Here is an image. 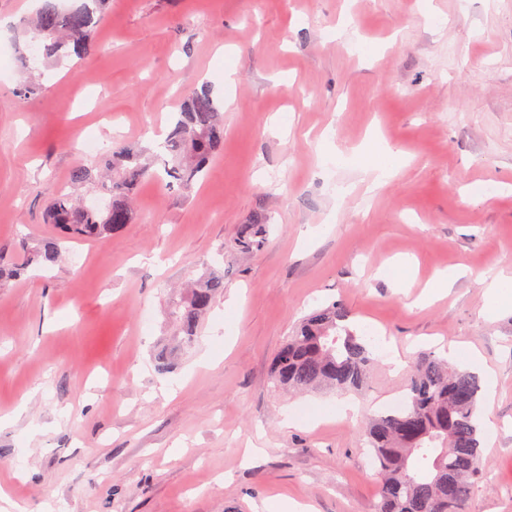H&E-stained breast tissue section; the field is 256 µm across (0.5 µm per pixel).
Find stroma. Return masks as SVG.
Wrapping results in <instances>:
<instances>
[{"mask_svg": "<svg viewBox=\"0 0 512 512\" xmlns=\"http://www.w3.org/2000/svg\"><path fill=\"white\" fill-rule=\"evenodd\" d=\"M38 4L0 0V263L26 267L0 284V489L25 512H373L358 418L336 407L402 393L391 351L455 345L496 380L479 393L494 478L468 512H512V309L487 319L479 284L512 264V0H108L97 52L23 97L15 40ZM204 78L224 150L191 195L145 182L123 233L27 264L50 188L102 159L81 140L149 144ZM376 132L406 159L377 184ZM258 217L264 247L233 250ZM219 252L223 294L158 372L171 288ZM333 301L377 330L368 387L275 391L282 342ZM462 274L458 270H440L433 279L428 283L427 289L423 295V300L429 301L431 299L441 297L448 288H451L454 281Z\"/></svg>", "mask_w": 512, "mask_h": 512, "instance_id": "1", "label": "stroma"}]
</instances>
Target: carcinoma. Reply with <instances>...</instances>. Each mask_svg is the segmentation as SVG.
<instances>
[{"instance_id": "obj_1", "label": "carcinoma", "mask_w": 512, "mask_h": 512, "mask_svg": "<svg viewBox=\"0 0 512 512\" xmlns=\"http://www.w3.org/2000/svg\"><path fill=\"white\" fill-rule=\"evenodd\" d=\"M105 2L79 0L66 8L56 0H43L34 17L24 21L22 32L38 40L41 54L54 64L80 58L95 49L92 30ZM171 125L158 152L122 146L112 151L95 176L82 166L73 170L72 182L92 178L100 185L104 206H85L70 192L52 190L45 222L55 233L41 241L30 263L53 265L61 258L65 241H95L125 230L134 221V191L156 176L158 163L184 194H191L223 150L224 113L210 89L203 88L184 99ZM264 235L265 225L246 224L234 247L257 249L264 244ZM223 292L224 273L214 270L169 299L166 318L173 345L156 352L158 370H165L176 352L192 347L198 327ZM348 318V310L335 301L304 318L273 359V388L363 391L378 357L374 338L351 330L345 325ZM408 390L405 411L372 416L360 433L380 474L374 512H466L471 488L492 468L480 450L478 377L430 352L411 366Z\"/></svg>"}]
</instances>
